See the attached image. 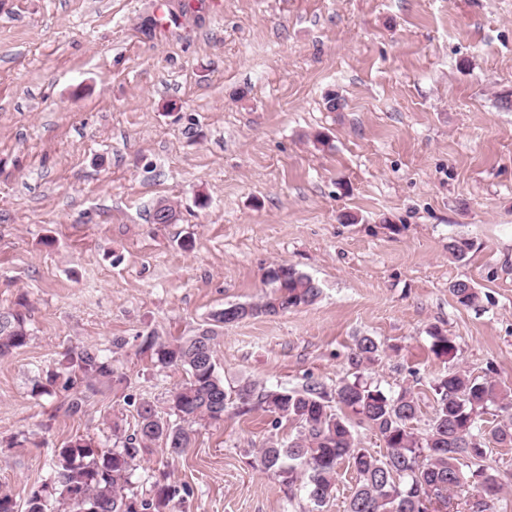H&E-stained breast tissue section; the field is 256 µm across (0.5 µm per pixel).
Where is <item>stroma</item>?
I'll return each mask as SVG.
<instances>
[{
	"instance_id": "35a3bbf8",
	"label": "stroma",
	"mask_w": 512,
	"mask_h": 512,
	"mask_svg": "<svg viewBox=\"0 0 512 512\" xmlns=\"http://www.w3.org/2000/svg\"><path fill=\"white\" fill-rule=\"evenodd\" d=\"M505 97L512 0H0V311L23 310L30 332L0 357V493L24 503L71 438L108 448L114 422L133 432L129 398L169 417L186 375L134 336L194 335L261 300L281 263L322 294L225 324V384L335 388L367 335L383 350L366 378L415 393L418 436L442 372L512 389ZM162 200L175 223H153ZM456 237L466 261L448 256ZM457 280L479 306L456 302ZM435 327L453 355L432 353ZM86 345L114 351L122 385L74 416L68 391L32 395ZM193 430L184 455L144 454L135 485L167 473L189 489L181 512H308L303 489L256 466L289 423L232 403Z\"/></svg>"
}]
</instances>
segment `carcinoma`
I'll list each match as a JSON object with an SVG mask.
<instances>
[{
  "mask_svg": "<svg viewBox=\"0 0 512 512\" xmlns=\"http://www.w3.org/2000/svg\"><path fill=\"white\" fill-rule=\"evenodd\" d=\"M471 249L466 239L448 242V256L456 262L464 261ZM267 280L273 289L264 300L225 305L193 336L173 341L144 337L139 353L148 355L161 370L178 368L188 376L167 399L170 414L178 422L162 418L152 400L139 398L134 433L116 436L108 450L91 438L65 443L53 462L52 480L31 489L24 512H177L188 494L187 487L162 475L152 479L149 493L138 492L132 482L136 461L159 440L165 442L169 455L184 454L192 444L189 425L223 421L225 405L232 400L241 405L256 400L292 425L294 433L288 440L272 441L258 449V465L281 477L290 492L301 485L311 512H323L335 497L337 470L344 463L358 476L345 512H440L437 506H447L450 494L464 483L493 499L498 496L502 484L480 461L488 442L512 448V393L494 379L478 380L460 370L437 377L433 417L423 438L410 427L420 412L412 391L388 394L360 373L341 381L332 393L317 381L294 389L260 388L250 380L225 386L214 357L218 328L225 323L224 311L233 310L235 321L275 316L312 305L321 296L312 277L286 263L270 268ZM450 292L463 306L479 303V292L467 281L453 282ZM431 338L436 356L454 351L452 341L441 331L431 333ZM28 340L24 317L0 311V357L23 348ZM378 352L373 337L360 336L350 362L358 369L374 361ZM68 365L82 375L89 390L123 381L104 350L92 345L69 353ZM59 377L54 372L33 379L31 393L52 395ZM492 406L507 413V419L486 429L482 417ZM357 427L379 436L386 453L376 455L362 447Z\"/></svg>",
  "mask_w": 512,
  "mask_h": 512,
  "instance_id": "carcinoma-1",
  "label": "carcinoma"
}]
</instances>
